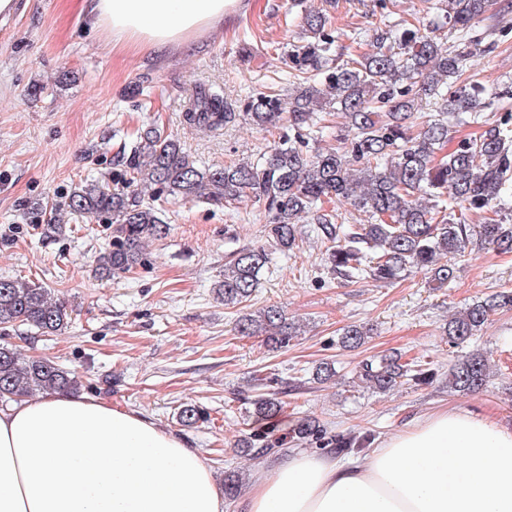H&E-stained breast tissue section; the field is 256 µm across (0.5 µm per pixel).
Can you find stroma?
Returning <instances> with one entry per match:
<instances>
[{
    "mask_svg": "<svg viewBox=\"0 0 512 512\" xmlns=\"http://www.w3.org/2000/svg\"><path fill=\"white\" fill-rule=\"evenodd\" d=\"M310 10L328 17L340 45L360 53L380 21L415 18L426 29L437 16L432 0H246L239 15L199 33L193 51L155 55L112 44L88 22L83 0H18L11 15H0V277L49 288L72 310L62 332L19 324L5 340L23 356L76 372L82 395L141 412L183 439L219 481L236 470L250 484L262 457L291 449L322 455L362 434L375 445L447 408L512 426V310L494 315L465 346H449L444 334L469 304L512 289V253L466 251L442 288L416 269L389 283L346 280L326 264L307 217L298 226L300 248L275 256L251 298L233 307L217 298L214 284L231 253L264 243V202L162 196L167 236L150 241L142 263L115 278L94 273L112 225L71 215L62 234L43 233L45 204L88 178L117 183L147 128L179 138L202 166L258 160L276 133L244 116L217 131L190 126L184 106L199 87L236 105L271 89L288 95V53L304 43L300 21ZM474 36L469 74L507 91L483 111L492 123L512 113V14L496 34L480 26ZM272 305L300 329L282 351L236 329L243 315ZM353 324L373 334L350 351L338 339ZM472 351L488 353L490 377L480 392L454 391L448 370ZM393 354L421 361L432 379L386 394L359 383L363 362ZM322 362L336 368L325 383L315 378ZM277 388L285 391L281 413L271 423L255 420L254 400ZM186 405L203 408L207 422L181 425ZM307 415L324 426V439L289 438ZM250 434L262 437L266 454L238 449Z\"/></svg>",
    "mask_w": 512,
    "mask_h": 512,
    "instance_id": "1",
    "label": "stroma"
}]
</instances>
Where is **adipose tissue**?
<instances>
[{"instance_id": "obj_1", "label": "adipose tissue", "mask_w": 512, "mask_h": 512, "mask_svg": "<svg viewBox=\"0 0 512 512\" xmlns=\"http://www.w3.org/2000/svg\"><path fill=\"white\" fill-rule=\"evenodd\" d=\"M231 0H85L112 40L189 47ZM240 512H512V428L438 411L343 462L260 464ZM0 512H224L201 455L143 415L71 393L0 410Z\"/></svg>"}]
</instances>
